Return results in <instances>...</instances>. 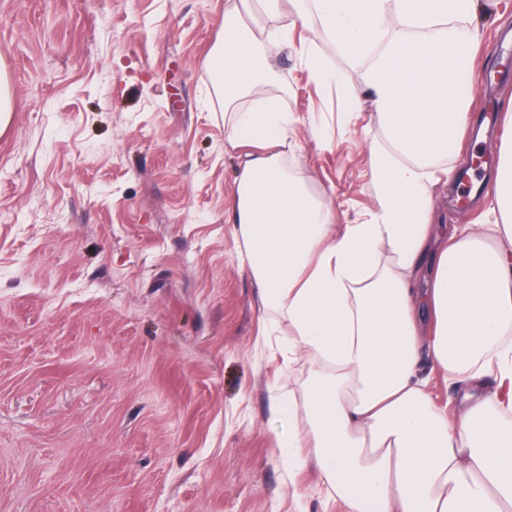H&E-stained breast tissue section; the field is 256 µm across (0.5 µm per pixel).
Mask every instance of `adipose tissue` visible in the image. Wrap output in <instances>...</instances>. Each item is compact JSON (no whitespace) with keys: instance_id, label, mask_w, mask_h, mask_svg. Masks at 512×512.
Returning <instances> with one entry per match:
<instances>
[{"instance_id":"1","label":"adipose tissue","mask_w":512,"mask_h":512,"mask_svg":"<svg viewBox=\"0 0 512 512\" xmlns=\"http://www.w3.org/2000/svg\"><path fill=\"white\" fill-rule=\"evenodd\" d=\"M349 61L362 64L378 135L369 142L377 203L337 228L328 203L281 164L289 124L260 98L267 54L285 47L280 0L252 24L224 12L210 80L246 154L227 221L240 234L265 307L296 349L333 372L308 386V429L288 435V466L314 446L329 498L347 512H512V139L501 140L485 195L491 224L437 223L434 188L473 123V43L453 37L479 0H298ZM430 357L466 382L456 416L419 374Z\"/></svg>"}]
</instances>
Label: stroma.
<instances>
[{
	"mask_svg": "<svg viewBox=\"0 0 512 512\" xmlns=\"http://www.w3.org/2000/svg\"><path fill=\"white\" fill-rule=\"evenodd\" d=\"M227 0H0V512H344L312 449L280 444L325 373L264 309L225 211L245 148L225 139L208 54ZM469 110H512V0H480ZM293 42L263 89L291 119L288 171L338 223L375 204L364 127L303 63L350 85L363 67L282 0ZM447 224L481 201L435 190Z\"/></svg>",
	"mask_w": 512,
	"mask_h": 512,
	"instance_id": "35a3bbf8",
	"label": "stroma"
}]
</instances>
